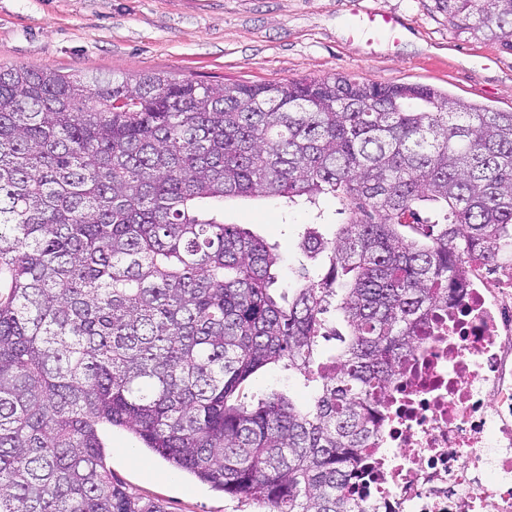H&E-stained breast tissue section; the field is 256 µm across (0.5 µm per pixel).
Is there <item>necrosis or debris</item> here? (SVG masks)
I'll use <instances>...</instances> for the list:
<instances>
[{"label": "necrosis or debris", "instance_id": "obj_1", "mask_svg": "<svg viewBox=\"0 0 512 512\" xmlns=\"http://www.w3.org/2000/svg\"><path fill=\"white\" fill-rule=\"evenodd\" d=\"M345 492L363 512H512V262H468Z\"/></svg>", "mask_w": 512, "mask_h": 512}]
</instances>
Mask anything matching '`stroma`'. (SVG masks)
I'll return each mask as SVG.
<instances>
[{
	"label": "stroma",
	"mask_w": 512,
	"mask_h": 512,
	"mask_svg": "<svg viewBox=\"0 0 512 512\" xmlns=\"http://www.w3.org/2000/svg\"><path fill=\"white\" fill-rule=\"evenodd\" d=\"M396 14L406 30L377 43L351 36L353 13ZM0 67L136 77L264 83L345 74L421 84L498 112L512 111V51L448 22L436 0H0ZM224 221L250 225L282 258L280 287L296 285L308 211L266 199L224 204ZM106 464L133 496L164 512H259L158 455L107 434Z\"/></svg>",
	"instance_id": "1"
}]
</instances>
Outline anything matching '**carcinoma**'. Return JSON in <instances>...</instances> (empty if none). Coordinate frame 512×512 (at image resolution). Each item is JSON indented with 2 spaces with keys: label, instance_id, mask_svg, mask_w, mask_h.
<instances>
[{
  "label": "carcinoma",
  "instance_id": "obj_1",
  "mask_svg": "<svg viewBox=\"0 0 512 512\" xmlns=\"http://www.w3.org/2000/svg\"><path fill=\"white\" fill-rule=\"evenodd\" d=\"M436 3L512 51V0ZM229 198L347 219L305 231L322 272L281 291ZM473 256L512 258V112L343 75L0 68V512H162L112 478L113 428L264 512H363L379 397ZM271 364L307 405L246 392Z\"/></svg>",
  "mask_w": 512,
  "mask_h": 512
}]
</instances>
